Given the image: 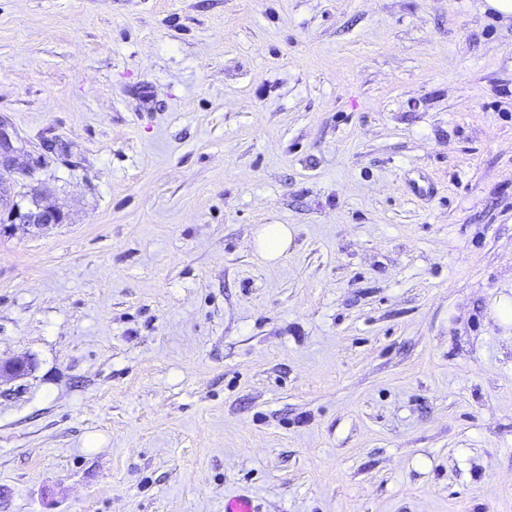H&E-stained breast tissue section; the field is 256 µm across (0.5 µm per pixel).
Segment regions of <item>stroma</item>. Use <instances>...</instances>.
I'll return each instance as SVG.
<instances>
[{
	"label": "stroma",
	"mask_w": 512,
	"mask_h": 512,
	"mask_svg": "<svg viewBox=\"0 0 512 512\" xmlns=\"http://www.w3.org/2000/svg\"><path fill=\"white\" fill-rule=\"evenodd\" d=\"M0 116L67 215L0 234V512H512L483 0H0ZM291 232L286 224H261L252 239L254 248L267 260L277 261L288 250Z\"/></svg>",
	"instance_id": "35a3bbf8"
}]
</instances>
